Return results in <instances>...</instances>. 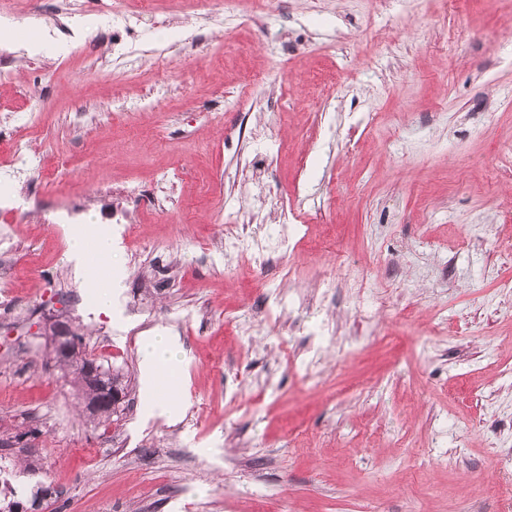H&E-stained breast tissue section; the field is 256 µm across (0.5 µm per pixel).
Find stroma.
<instances>
[{"label":"stroma","instance_id":"stroma-1","mask_svg":"<svg viewBox=\"0 0 512 512\" xmlns=\"http://www.w3.org/2000/svg\"><path fill=\"white\" fill-rule=\"evenodd\" d=\"M9 0L50 39L0 44V493L19 512H512V0H204L143 14L134 54L101 0ZM279 63V79L252 82ZM114 231L119 314L68 261V225ZM296 229L260 268L224 239ZM336 285L321 299L319 280ZM298 298L291 368L264 299ZM235 315V324L225 315ZM128 389L96 423L56 324ZM186 353L178 418L141 416L140 339Z\"/></svg>","mask_w":512,"mask_h":512}]
</instances>
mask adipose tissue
Masks as SVG:
<instances>
[{"mask_svg":"<svg viewBox=\"0 0 512 512\" xmlns=\"http://www.w3.org/2000/svg\"><path fill=\"white\" fill-rule=\"evenodd\" d=\"M115 248L111 236L95 224H74L69 231V259L76 274L93 276L92 286L96 294V307L108 313L112 310V296L120 285L115 267L97 272L101 259L111 257ZM185 360V354L173 336L164 329H154L141 345V373L148 410H156L166 404L165 398L156 394V387L164 381L175 379Z\"/></svg>","mask_w":512,"mask_h":512,"instance_id":"1","label":"adipose tissue"}]
</instances>
